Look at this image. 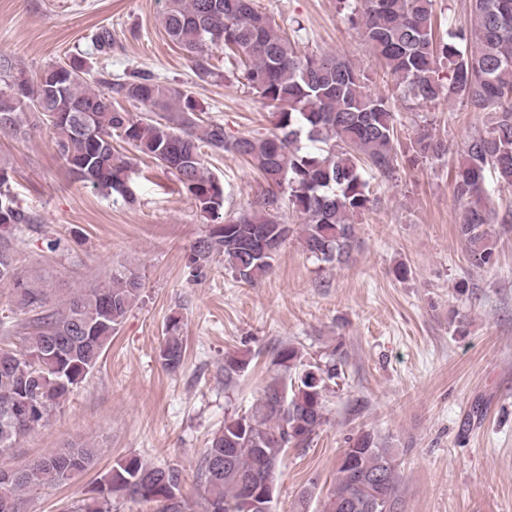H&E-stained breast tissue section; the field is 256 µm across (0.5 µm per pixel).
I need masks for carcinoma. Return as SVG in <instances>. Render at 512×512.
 Wrapping results in <instances>:
<instances>
[{"label":"carcinoma","mask_w":512,"mask_h":512,"mask_svg":"<svg viewBox=\"0 0 512 512\" xmlns=\"http://www.w3.org/2000/svg\"><path fill=\"white\" fill-rule=\"evenodd\" d=\"M470 27L439 33L436 0H341L348 23L393 75L403 98L418 105L440 99L485 114V128L458 152L453 196L461 210L457 234L471 263L493 269L497 241L491 225L512 230V204L492 203L487 177L512 188V0H468ZM161 26L194 62L196 77L215 72L217 49L239 71L237 78L274 109L270 130L231 136L224 124L202 119L192 92L162 84L147 73L120 80L105 92L86 79V62L71 56L30 78L0 56V132L24 134L21 115L47 122L59 156L80 180L108 195L134 201L128 157L137 153L175 174L209 218L207 235L189 251L197 270L213 256L236 280L253 283L270 273L290 225L278 214L281 196L302 226L304 248L318 260L348 263L356 217L374 206L365 169L389 179L395 173L397 117L389 99L370 92L366 77L334 53L301 49L255 0H167ZM141 106L135 116L115 97ZM306 139L311 147L300 146ZM244 158L264 181L260 197L241 211L225 209L224 189L206 172L205 152ZM413 159H438L448 145L423 128L405 147ZM9 169L0 165V286L28 315L20 346L0 343V457L43 427L52 410L87 379L131 307L142 280L134 268H115L69 292L61 307L18 266L17 244L37 219L11 193ZM185 346L180 319H168L158 358L177 371ZM346 361L341 345L320 360L300 347L280 346L259 403L248 414L224 419L208 440L198 471L197 512H248L244 492L273 504L274 474L286 449L304 448L324 422L329 382ZM247 366L243 356L224 359L230 383ZM92 444L55 448L10 471L0 470V512H26V497L67 484L92 464ZM397 470L391 449L362 432L344 449L336 487L323 512H394ZM184 478L173 466L136 456L116 461L94 495L68 512H112L115 496L157 505L156 512H187Z\"/></svg>","instance_id":"1"}]
</instances>
